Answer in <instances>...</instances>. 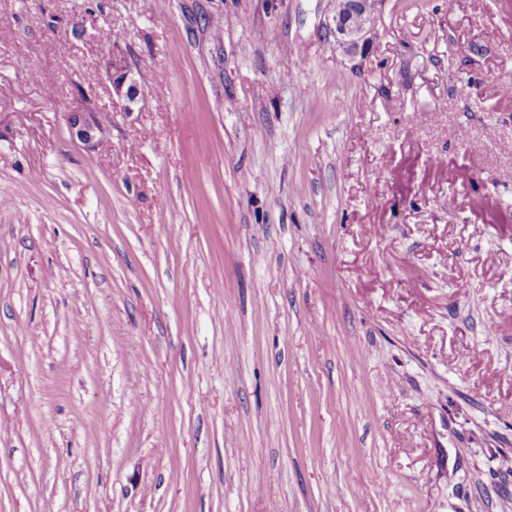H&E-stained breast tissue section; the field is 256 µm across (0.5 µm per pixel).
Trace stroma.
Here are the masks:
<instances>
[{"label":"stroma","instance_id":"stroma-1","mask_svg":"<svg viewBox=\"0 0 512 512\" xmlns=\"http://www.w3.org/2000/svg\"><path fill=\"white\" fill-rule=\"evenodd\" d=\"M335 8L0 0V512H512V0ZM377 0H336L329 33L348 55H364L370 47ZM107 76L112 88V100L121 105L124 113L132 112L138 102L140 83L125 55L112 54L107 62ZM65 121L72 139L88 152L98 150L104 142L106 125L111 117H105L85 99L82 106L72 112H65Z\"/></svg>","mask_w":512,"mask_h":512}]
</instances>
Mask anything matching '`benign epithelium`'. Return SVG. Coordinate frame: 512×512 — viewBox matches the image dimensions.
Here are the masks:
<instances>
[{"mask_svg": "<svg viewBox=\"0 0 512 512\" xmlns=\"http://www.w3.org/2000/svg\"><path fill=\"white\" fill-rule=\"evenodd\" d=\"M377 0H336L333 25L329 33L337 44L351 56L363 55L372 41L375 25L374 7ZM107 76L112 88V100L126 113L138 102L140 83L124 55H112L107 62ZM72 139L88 152L98 150L104 142L106 123L104 116L89 100L72 112L64 113Z\"/></svg>", "mask_w": 512, "mask_h": 512, "instance_id": "obj_1", "label": "benign epithelium"}]
</instances>
